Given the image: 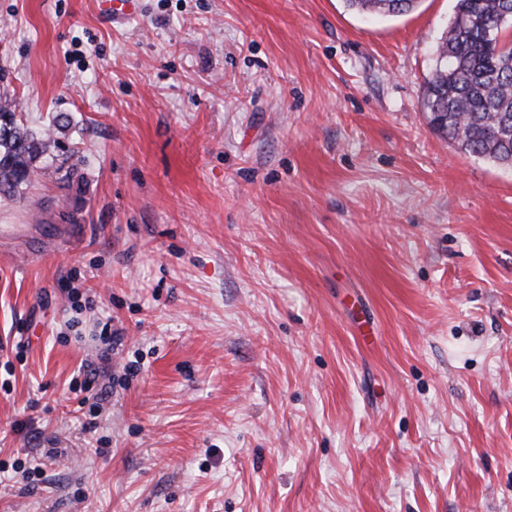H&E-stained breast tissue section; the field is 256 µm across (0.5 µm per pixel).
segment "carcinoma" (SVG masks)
Here are the masks:
<instances>
[{
    "instance_id": "1",
    "label": "carcinoma",
    "mask_w": 512,
    "mask_h": 512,
    "mask_svg": "<svg viewBox=\"0 0 512 512\" xmlns=\"http://www.w3.org/2000/svg\"><path fill=\"white\" fill-rule=\"evenodd\" d=\"M358 13L398 16L418 0H345ZM512 0H457L453 20L437 49L424 106L431 127L475 156L512 166V41L502 20ZM55 140L17 119L13 101L0 98V196L12 199L31 185L37 162Z\"/></svg>"
}]
</instances>
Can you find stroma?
Returning <instances> with one entry per match:
<instances>
[{"mask_svg":"<svg viewBox=\"0 0 512 512\" xmlns=\"http://www.w3.org/2000/svg\"><path fill=\"white\" fill-rule=\"evenodd\" d=\"M455 4L0 0L57 142L0 227L67 228L0 236V512H512V167L424 109ZM141 0H99L101 17L112 25L125 24L139 14ZM347 6L358 13L398 16L411 11L418 0H345Z\"/></svg>","mask_w":512,"mask_h":512,"instance_id":"1","label":"stroma"}]
</instances>
